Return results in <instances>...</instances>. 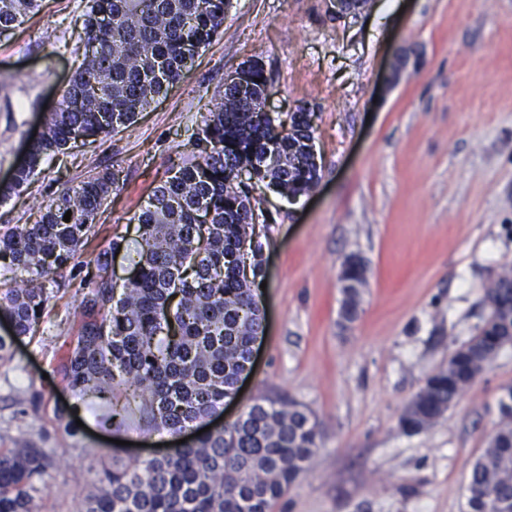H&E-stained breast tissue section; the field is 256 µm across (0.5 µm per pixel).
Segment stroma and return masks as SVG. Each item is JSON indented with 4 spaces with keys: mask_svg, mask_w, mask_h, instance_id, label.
Returning a JSON list of instances; mask_svg holds the SVG:
<instances>
[{
    "mask_svg": "<svg viewBox=\"0 0 512 512\" xmlns=\"http://www.w3.org/2000/svg\"><path fill=\"white\" fill-rule=\"evenodd\" d=\"M87 2L42 0L0 35V181L76 65ZM329 7L231 0L223 27L166 97L128 128L45 160L29 188L0 206V225L34 223L63 186L118 166L124 184L100 210L81 259L124 236L113 264L124 283L138 239L133 216L150 187L191 159L227 74L261 57L272 116L313 114L320 180L294 203L266 195L265 271L251 287L266 332L249 379L210 424L232 423L269 393L316 416L322 445L273 512H464L470 464L505 421L499 399L512 387V347L426 430L405 433L399 419L482 326L485 291L512 266V0H367L344 21ZM49 27L63 44L43 40ZM404 46L419 64L385 89ZM352 253L367 260L368 282L360 316L343 332L337 276ZM64 340L45 329L0 364V448H47L54 457L40 512H73L104 452L140 461L172 440L136 424L102 428L86 409L79 437L66 434L54 419L55 405L71 400L53 361ZM33 388L43 394L35 412Z\"/></svg>",
    "mask_w": 512,
    "mask_h": 512,
    "instance_id": "35a3bbf8",
    "label": "stroma"
}]
</instances>
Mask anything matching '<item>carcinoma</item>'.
I'll use <instances>...</instances> for the list:
<instances>
[{"label":"carcinoma","mask_w":512,"mask_h":512,"mask_svg":"<svg viewBox=\"0 0 512 512\" xmlns=\"http://www.w3.org/2000/svg\"><path fill=\"white\" fill-rule=\"evenodd\" d=\"M39 0H0V34L20 27ZM225 0H91L83 22V54L28 164L0 189V203L23 191L42 163L78 142L134 122L168 94L224 24ZM266 79L257 66L245 86L224 87L204 117L193 160L154 186L135 215L139 249L133 277L117 288L109 277L116 236L90 260L81 279L78 312L57 328H77L58 366L74 403L55 406L59 425L78 436L79 405L104 409L100 421L120 427L134 414L144 426L180 434L217 412L250 364L251 345L264 323L252 280L262 276V243L253 238L254 185L282 195H308L320 179L308 142L311 113L290 115L276 133L258 105ZM251 166L255 184L237 180ZM105 168L77 187H65L33 224L0 226V283L17 273L31 286L0 293V361L33 335L65 284L60 269L80 257L102 206L122 180ZM70 221H63L66 212ZM368 266L358 254L344 260L338 283L339 324L359 316ZM487 317L476 335L452 353L448 368L426 379L405 408L400 426L418 433L456 404L499 351L512 345V279L485 292ZM124 383L138 401L118 405ZM322 435L303 404L264 396L229 428L210 429L161 458L135 465L109 457L91 493L74 512H272L307 472ZM52 464L44 448L0 452V512H36L35 493ZM466 512H512V425L499 426L470 465Z\"/></svg>","instance_id":"1"}]
</instances>
